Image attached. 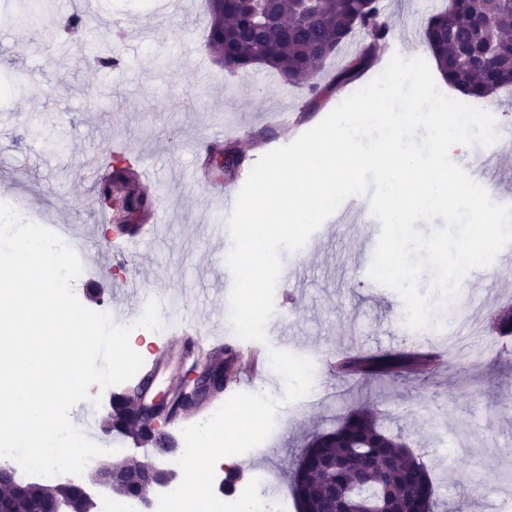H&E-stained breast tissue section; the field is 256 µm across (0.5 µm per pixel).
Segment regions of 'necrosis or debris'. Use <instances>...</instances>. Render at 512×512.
<instances>
[{"mask_svg": "<svg viewBox=\"0 0 512 512\" xmlns=\"http://www.w3.org/2000/svg\"><path fill=\"white\" fill-rule=\"evenodd\" d=\"M260 397L257 391L236 396L183 428L182 452L167 458V465L183 473L203 458L210 468L199 483L178 482L162 489L153 500L152 512H288L287 495L274 491V481L267 474H259L255 485L231 494L220 487L225 458L249 456L253 449L263 447L276 426L260 408ZM229 414L237 419V431L228 438L224 418Z\"/></svg>", "mask_w": 512, "mask_h": 512, "instance_id": "obj_1", "label": "necrosis or debris"}]
</instances>
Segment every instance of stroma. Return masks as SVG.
I'll use <instances>...</instances> for the list:
<instances>
[{
    "label": "stroma",
    "mask_w": 512,
    "mask_h": 512,
    "mask_svg": "<svg viewBox=\"0 0 512 512\" xmlns=\"http://www.w3.org/2000/svg\"><path fill=\"white\" fill-rule=\"evenodd\" d=\"M389 38L403 42L404 58H429L420 36L429 17L448 0H382ZM70 0H56L52 15L27 25H0V78L9 93L0 97V201H17L25 220L69 224L79 232L100 231L105 223L83 163L91 155L129 156L138 173H149L161 189L155 209L169 234L145 227L137 242L108 240L107 269L91 271L77 285L80 302L91 310L112 303L121 281L110 273L123 265L126 279H139L149 298L198 295L214 335L234 349L227 320L228 299L219 298L225 259L232 247L229 211L217 188L192 179L197 158L215 136L234 143L243 155L229 189L244 186L265 153L286 146L320 123L344 99L381 74L389 63L379 56L358 81L339 87L310 110L306 88L288 84L257 66L231 73L205 46L204 0H185L183 12L156 20L141 31L140 20L154 12V0H99L102 16L119 19L122 33L98 36L94 50L77 60L65 49L82 40L66 29ZM120 57L112 69L95 58ZM294 110L296 131L279 128L276 115ZM380 225L359 226L327 218L303 248L282 252L274 312L266 323V349L306 359L307 372L258 381L282 413L279 432L266 448L238 460L241 474L232 489L251 486L260 472L288 490L287 469L308 437L335 428L344 407L379 411L390 432H400L428 467L439 512L458 503L468 512H490L512 497V337L499 336L496 317L512 308V244L487 268L470 271L454 301L426 326L422 342L436 348L457 332V346L434 371L370 382L322 374L329 354L347 349L374 356L408 350L411 338L400 323L402 298L393 290L376 294L364 261L377 243ZM124 278V279H125ZM479 335L468 338L467 324ZM482 348L479 365L468 352ZM317 381L316 398L297 405L298 388Z\"/></svg>",
    "instance_id": "1"
}]
</instances>
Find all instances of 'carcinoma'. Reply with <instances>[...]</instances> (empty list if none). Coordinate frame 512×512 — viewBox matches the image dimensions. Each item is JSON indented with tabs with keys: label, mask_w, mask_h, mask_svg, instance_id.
I'll use <instances>...</instances> for the list:
<instances>
[{
	"label": "carcinoma",
	"mask_w": 512,
	"mask_h": 512,
	"mask_svg": "<svg viewBox=\"0 0 512 512\" xmlns=\"http://www.w3.org/2000/svg\"><path fill=\"white\" fill-rule=\"evenodd\" d=\"M256 0H207L206 45L216 61L231 72L256 65L277 72L291 84L304 85L311 106L322 94L356 80L383 51L388 28L382 21V0H269L265 19ZM368 39L361 52L321 85L317 78L355 34ZM443 79L473 99H485L512 88V0H451L449 7L431 16L422 31ZM210 172L234 179L240 168L238 149L231 143L207 148ZM99 191L101 206L117 203L118 221L138 228L153 210L154 199L139 184L132 165L116 163ZM428 357L414 351L385 352L343 358L344 374L365 381L421 372ZM119 431L139 432L143 421L126 416L123 404L113 409ZM298 512H371L366 503L386 494L407 512H434L436 490L429 471L401 434L387 433L374 412L349 409L336 429L313 436L299 457L293 475ZM32 495L20 493L15 483L0 480V500L11 512H38L49 500L66 499L65 482L33 483Z\"/></svg>",
	"instance_id": "obj_1"
}]
</instances>
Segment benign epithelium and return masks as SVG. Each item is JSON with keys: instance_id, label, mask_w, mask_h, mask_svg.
<instances>
[{"instance_id": "7a95c632", "label": "benign epithelium", "mask_w": 512, "mask_h": 512, "mask_svg": "<svg viewBox=\"0 0 512 512\" xmlns=\"http://www.w3.org/2000/svg\"><path fill=\"white\" fill-rule=\"evenodd\" d=\"M180 384L147 396L148 390L140 388L133 393L135 411L138 417L148 420L151 431L161 428L164 416L174 410H191L198 402L211 394L224 390L228 378L224 375V364L201 354L192 364L179 370ZM178 451L174 440L157 452V458L140 462L130 468H101L89 476L92 485L113 494L139 492L142 512H150L151 494L173 482L178 474L163 467L159 458Z\"/></svg>"}]
</instances>
